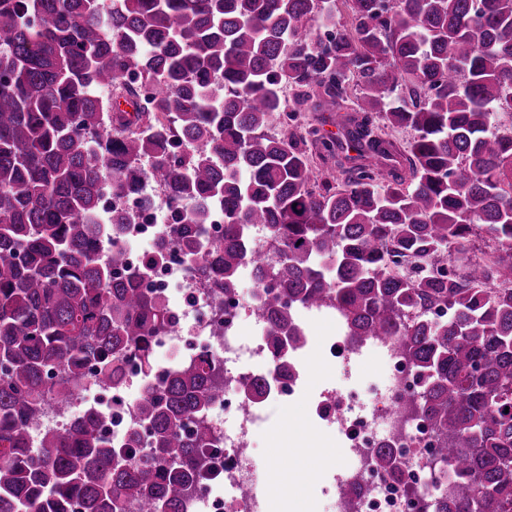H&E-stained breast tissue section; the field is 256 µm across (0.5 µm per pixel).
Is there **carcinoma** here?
Segmentation results:
<instances>
[{
    "label": "carcinoma",
    "mask_w": 512,
    "mask_h": 512,
    "mask_svg": "<svg viewBox=\"0 0 512 512\" xmlns=\"http://www.w3.org/2000/svg\"><path fill=\"white\" fill-rule=\"evenodd\" d=\"M316 14L344 32L310 37ZM350 100L343 141L304 118ZM388 129L413 132L404 151ZM149 182L173 238L146 266L174 242L220 309L250 267L281 367L305 341L295 306L398 337L408 404L459 479L424 512H512V0H0V512H183L213 468L207 355L123 439L98 409L32 438L88 377L119 387L132 357L155 375L176 316L125 273L113 235L133 215L102 221L106 193ZM477 224L490 257L446 271ZM373 462L397 467L389 448Z\"/></svg>",
    "instance_id": "cac0c4a2"
}]
</instances>
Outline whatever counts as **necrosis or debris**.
<instances>
[{
	"instance_id": "obj_1",
	"label": "necrosis or debris",
	"mask_w": 512,
	"mask_h": 512,
	"mask_svg": "<svg viewBox=\"0 0 512 512\" xmlns=\"http://www.w3.org/2000/svg\"><path fill=\"white\" fill-rule=\"evenodd\" d=\"M111 209L139 211L135 224L129 225L123 247L131 269L142 268L145 251L140 244L156 248L168 225L159 223L156 211L140 212L133 200L119 195L109 198ZM146 282L159 289L167 305L178 315L177 325L162 336L154 337L155 353H179L188 360L201 351L224 365L225 414L234 418L233 427L212 419L220 439L222 466L216 482H203L186 505V512H261L266 498L259 487V467L255 456L257 432L266 420L270 406L284 405L300 398L307 374V348L293 350L288 356V372L280 374L268 344V326L256 321L252 334L242 331L245 309H256L264 294L261 283H253L249 294L235 293L225 299L223 314H214L205 287L190 277L181 251L170 247L163 262L147 271ZM294 316L300 325L326 320L337 325L333 335L320 337L318 344L327 363L339 367L343 375L365 358L378 356L387 375L372 396L362 405H354L342 389L321 393L311 408L315 425L334 433L347 464L335 469L332 482H321L322 495L332 502L335 512H419L422 500L434 495L445 477L430 466L436 458L438 437L419 415L406 412L404 405L416 389L418 373L404 360L391 341L352 340L341 325V315L332 307H297ZM263 376L269 388L255 398L243 389L246 377ZM84 393L93 394V406L112 414L110 430L121 437L135 428L134 410L145 385L131 375L119 388L86 383ZM392 448L399 461L395 474L378 469L373 453ZM353 494H346V487Z\"/></svg>"
}]
</instances>
